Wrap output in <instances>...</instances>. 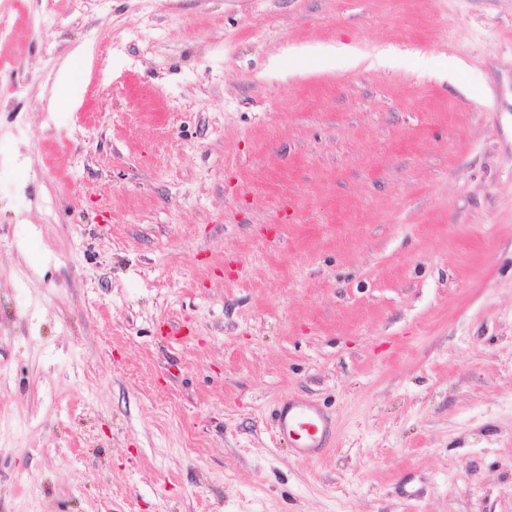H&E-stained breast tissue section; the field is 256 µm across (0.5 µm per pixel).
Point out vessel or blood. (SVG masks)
<instances>
[{
	"mask_svg": "<svg viewBox=\"0 0 512 512\" xmlns=\"http://www.w3.org/2000/svg\"><path fill=\"white\" fill-rule=\"evenodd\" d=\"M277 433L297 455L311 459L320 454L331 422L322 408L305 399H284L276 415Z\"/></svg>",
	"mask_w": 512,
	"mask_h": 512,
	"instance_id": "obj_1",
	"label": "vessel or blood"
}]
</instances>
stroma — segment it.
Masks as SVG:
<instances>
[{"label": "stroma", "instance_id": "35a3bbf8", "mask_svg": "<svg viewBox=\"0 0 512 512\" xmlns=\"http://www.w3.org/2000/svg\"><path fill=\"white\" fill-rule=\"evenodd\" d=\"M8 14L0 512H512V0ZM74 71L75 66L73 64H68L60 72L56 92V102L60 107L69 106L76 95L77 86ZM276 426L278 436L288 441L300 458L312 459L324 448L331 422L317 403L287 397L277 412Z\"/></svg>", "mask_w": 512, "mask_h": 512}]
</instances>
